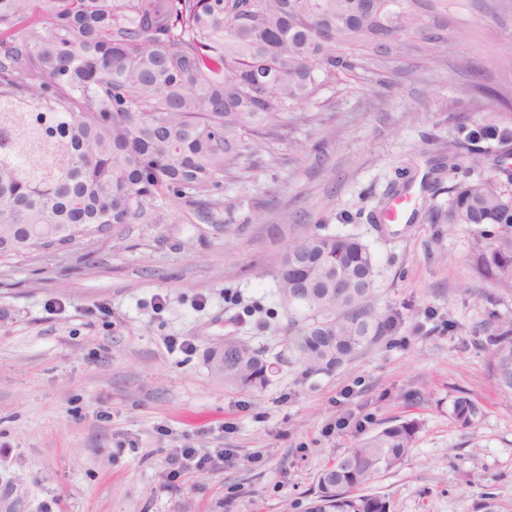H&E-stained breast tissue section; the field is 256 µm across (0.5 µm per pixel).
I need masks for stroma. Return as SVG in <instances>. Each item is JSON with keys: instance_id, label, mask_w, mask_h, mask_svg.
<instances>
[{"instance_id": "35a3bbf8", "label": "stroma", "mask_w": 512, "mask_h": 512, "mask_svg": "<svg viewBox=\"0 0 512 512\" xmlns=\"http://www.w3.org/2000/svg\"><path fill=\"white\" fill-rule=\"evenodd\" d=\"M463 2L434 53L406 39L379 61L388 99L371 77L324 90L209 204L158 198L134 223L0 262V512H302L320 470L393 419L419 432L373 487L392 512H474L487 490L512 512V397L479 347L512 319V288L471 265L473 227L433 221L449 146L478 150L484 174L512 167V142L467 139L512 128V0ZM298 227L367 242L368 302L393 319L329 372L294 363L276 295ZM228 336L272 362L264 391L212 375ZM464 392L484 407L467 429L451 416ZM183 446L224 460L161 489Z\"/></svg>"}]
</instances>
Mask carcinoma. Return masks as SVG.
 I'll return each mask as SVG.
<instances>
[{
	"label": "carcinoma",
	"instance_id": "obj_1",
	"mask_svg": "<svg viewBox=\"0 0 512 512\" xmlns=\"http://www.w3.org/2000/svg\"><path fill=\"white\" fill-rule=\"evenodd\" d=\"M414 0H0V260L130 224L160 197H205L288 113L369 71L386 39L438 41ZM474 140H512L478 126ZM476 152L448 171L470 174ZM437 223L481 227L477 270L512 287V176L450 187ZM378 276L351 235L303 232L288 241L277 295L288 348L309 370L341 367L392 325L366 304ZM488 371L512 396V321L486 339ZM224 385L262 391L271 363L235 338L209 352ZM481 404L464 394L454 420L472 427ZM418 424L395 420L325 466L305 512H391L368 489L401 466ZM476 512H501L495 494Z\"/></svg>",
	"mask_w": 512,
	"mask_h": 512
}]
</instances>
